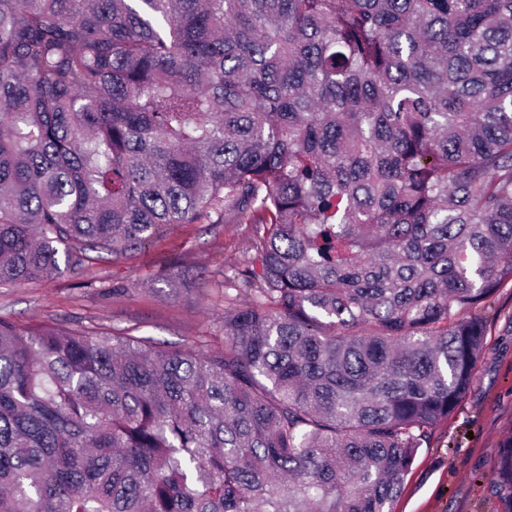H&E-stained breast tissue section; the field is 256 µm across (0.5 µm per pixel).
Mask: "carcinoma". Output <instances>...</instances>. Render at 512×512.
<instances>
[{
    "mask_svg": "<svg viewBox=\"0 0 512 512\" xmlns=\"http://www.w3.org/2000/svg\"><path fill=\"white\" fill-rule=\"evenodd\" d=\"M227 210L221 351L0 316V512H392L512 284V0H0V286Z\"/></svg>",
    "mask_w": 512,
    "mask_h": 512,
    "instance_id": "cac0c4a2",
    "label": "carcinoma"
}]
</instances>
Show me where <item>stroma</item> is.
Masks as SVG:
<instances>
[{"label":"stroma","instance_id":"stroma-1","mask_svg":"<svg viewBox=\"0 0 512 512\" xmlns=\"http://www.w3.org/2000/svg\"><path fill=\"white\" fill-rule=\"evenodd\" d=\"M255 236L253 225L231 211L175 224L149 252L92 260L24 288H0V316L218 349L224 279L247 265ZM483 313L488 332L474 382L420 448L393 512H503L497 448L512 433V288L500 289Z\"/></svg>","mask_w":512,"mask_h":512}]
</instances>
